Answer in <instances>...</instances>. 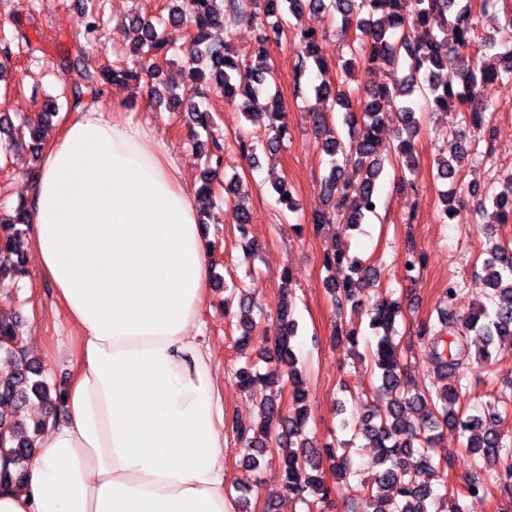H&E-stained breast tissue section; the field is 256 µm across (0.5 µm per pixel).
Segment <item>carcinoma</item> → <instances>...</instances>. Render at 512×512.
<instances>
[{
	"instance_id": "obj_1",
	"label": "carcinoma",
	"mask_w": 512,
	"mask_h": 512,
	"mask_svg": "<svg viewBox=\"0 0 512 512\" xmlns=\"http://www.w3.org/2000/svg\"><path fill=\"white\" fill-rule=\"evenodd\" d=\"M168 16L156 20L134 15L129 27L135 34L136 46L132 58L101 66L95 70L81 53L65 57L61 67L72 75L65 92L71 107L80 104L83 95L112 82L134 83L136 87L156 91L153 81L167 63L168 49L160 26L184 24L190 30L185 51L184 67L195 85H205L224 96L229 102L239 101L244 116L264 128L267 149H275L288 136L287 115L276 91V74L270 62L268 45L281 39L288 18L296 24L294 41L298 60L294 74L295 89L311 67L324 73L327 64L321 56L320 36L312 28L301 25L305 12L340 16V36L349 57L340 66L341 80L332 86L322 82L314 86L310 114L322 150L330 157V169L321 181L326 208L313 216L314 228L338 224L345 229H357L363 221L378 213L382 198L377 180L390 165L394 176L404 181L406 172L415 166V139L420 132L416 113L448 112L453 114L450 134L460 138L466 127L486 134L495 103L489 96L490 86L512 82V10L504 12L503 21L487 36L479 35L472 0H169ZM86 24L83 38L96 41L99 17L93 8H85ZM243 22L255 23L260 33L257 48L250 60H242L232 50L231 29ZM384 67L406 71L394 88L366 85L359 96L360 113L351 109L356 73L365 75ZM457 74L458 85L448 83L446 71ZM169 111L180 109L191 114V120L207 135L210 148L201 186L196 191V204L201 214L214 205L215 181L223 162L225 140L213 133V121L208 108L169 92ZM266 97L274 106L268 112L254 111L259 99ZM344 109L342 124L348 128V138L328 124V113L335 107ZM59 117V105L54 102L20 127L6 117H0V134L11 145L33 141L34 159H39L43 147V130ZM393 126L397 140L395 157L387 162L377 156V145L388 126ZM469 151L459 148L451 157H438L437 178L451 184ZM352 167L355 175L344 177V169ZM224 205L241 234L244 259L255 256L257 241L248 237L250 209L227 195ZM495 209L497 222L512 219V209H503L502 197L484 194L477 199L476 214L482 215L487 206ZM28 223L27 211L18 207L15 215L0 222V280L24 273L23 261L15 249V239L22 233L19 224ZM428 263L427 255L415 248L408 249L404 258L403 278L413 281ZM323 267L328 272L325 288L338 306L361 308L368 315V329L375 338L370 356V369L380 384L377 397L384 405L369 410L351 423L342 420L341 427L353 430L352 439L337 449H319L304 431L310 412L306 403L305 381L294 351L298 323L292 289L281 288L276 309L279 335L265 349L288 364V407L281 405V392H276L259 404L260 422L245 424L225 419V426L235 431L242 443L241 457L248 466L257 469L265 454L273 451L283 468L279 491L268 496V508L276 506L281 497L295 498L306 505L307 512H324L332 500L334 487L323 477L324 463H329L337 478L351 473L350 450L355 439L367 441L374 449L372 474L360 480L353 498V512H463L459 498L444 506L447 493L441 492L439 479L445 466L434 462L430 452L437 438L455 426L465 437V447L488 468L499 470L493 477L505 492L512 494V446L502 429L508 409H499L494 402L482 405L480 414H465L461 409L463 380L473 363L492 360L496 341L512 340V247L500 243L488 249L482 260V271L489 292L462 316L451 308L438 312L436 328L424 322L418 329L423 341V360L433 369L434 381L419 382L411 377L410 364L398 350L395 324L402 315L399 299L377 297L373 303L358 298L359 283L374 285L369 268L356 255L331 243L323 253ZM245 289H224V313L237 319L242 330L240 341L247 338L252 323L251 306L243 295ZM448 339H443V335ZM17 321L0 318V354L9 366V373L0 377V405L22 408L31 398L49 401L50 387L27 361V352L20 346ZM457 382L448 385V376ZM278 377L275 370L263 375ZM250 368L236 371L239 388L250 391L254 382L263 377ZM46 422H33V435H28L26 418L0 419V451L10 453L19 469L13 475L0 474V485L20 484L26 475L25 464L34 456L33 437L45 429Z\"/></svg>"
}]
</instances>
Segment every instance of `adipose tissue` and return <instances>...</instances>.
I'll return each instance as SVG.
<instances>
[{
  "label": "adipose tissue",
  "instance_id": "1",
  "mask_svg": "<svg viewBox=\"0 0 512 512\" xmlns=\"http://www.w3.org/2000/svg\"><path fill=\"white\" fill-rule=\"evenodd\" d=\"M29 243L79 331L64 419L0 512H235L224 377L201 337L195 193L148 125L100 100L47 141Z\"/></svg>",
  "mask_w": 512,
  "mask_h": 512
}]
</instances>
